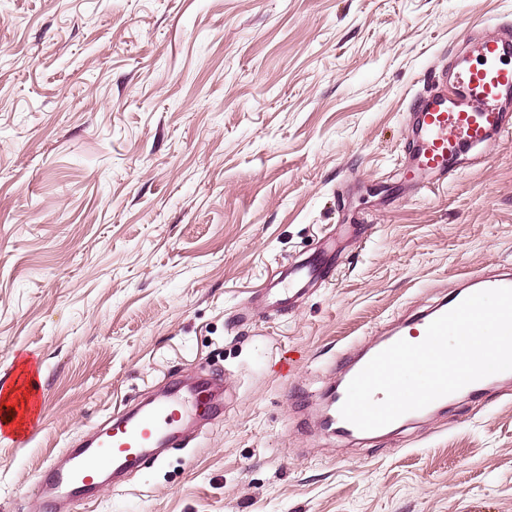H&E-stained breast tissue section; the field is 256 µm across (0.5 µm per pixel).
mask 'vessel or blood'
Masks as SVG:
<instances>
[{"label":"vessel or blood","mask_w":512,"mask_h":512,"mask_svg":"<svg viewBox=\"0 0 512 512\" xmlns=\"http://www.w3.org/2000/svg\"><path fill=\"white\" fill-rule=\"evenodd\" d=\"M451 65L456 76L450 89L431 90L410 105L409 133L414 142L410 164L419 182L429 177L448 179L490 139L512 133V111L504 106L512 99V27L504 25L497 33L479 38L475 54L455 56ZM330 254L326 248L284 267L264 290L265 310L277 312L293 306L312 285L328 279ZM501 287L512 288L511 275L479 279L403 321L372 342L358 359L342 364L326 417L328 428L342 438L358 435V428L342 417L340 409L350 381L373 356L401 339L421 342L428 325L463 299ZM223 414L218 381L199 377L167 386L151 401L113 415L97 426L88 445L70 451L64 464L46 468L41 479L46 489L41 512H57L62 499H88L106 478L120 480L145 461L161 462L162 449L180 444L183 426L200 419L212 422Z\"/></svg>","instance_id":"b4317fda"}]
</instances>
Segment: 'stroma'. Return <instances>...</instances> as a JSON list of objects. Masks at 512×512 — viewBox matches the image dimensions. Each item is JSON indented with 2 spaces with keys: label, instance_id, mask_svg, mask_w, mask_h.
Returning <instances> with one entry per match:
<instances>
[{
  "label": "stroma",
  "instance_id": "stroma-1",
  "mask_svg": "<svg viewBox=\"0 0 512 512\" xmlns=\"http://www.w3.org/2000/svg\"><path fill=\"white\" fill-rule=\"evenodd\" d=\"M512 0H8L0 14V512L120 404L205 374L223 416L67 512H512V380L397 431L321 430L337 359L512 268V135L419 188L409 103ZM329 281L266 313L272 269Z\"/></svg>",
  "mask_w": 512,
  "mask_h": 512
}]
</instances>
